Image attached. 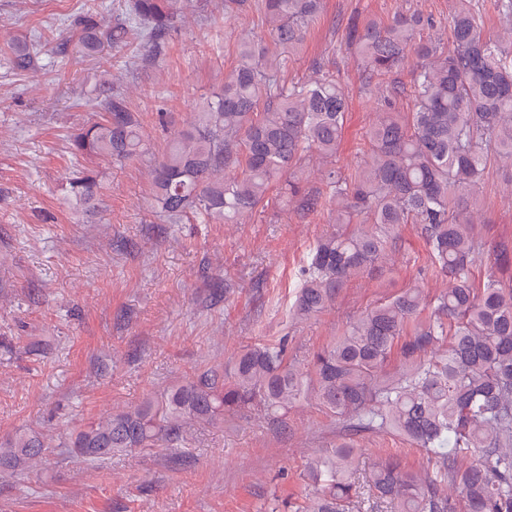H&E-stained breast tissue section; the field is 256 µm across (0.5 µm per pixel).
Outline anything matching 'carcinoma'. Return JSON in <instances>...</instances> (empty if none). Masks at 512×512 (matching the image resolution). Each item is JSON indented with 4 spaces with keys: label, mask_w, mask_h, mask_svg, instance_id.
I'll list each match as a JSON object with an SVG mask.
<instances>
[{
    "label": "carcinoma",
    "mask_w": 512,
    "mask_h": 512,
    "mask_svg": "<svg viewBox=\"0 0 512 512\" xmlns=\"http://www.w3.org/2000/svg\"><path fill=\"white\" fill-rule=\"evenodd\" d=\"M190 2L197 10L207 5L130 0L110 25L89 18L80 26L83 53L96 55L104 43L118 51L134 31L157 44ZM261 8L264 34L239 45L224 85L195 103L191 124L156 159L157 209L170 219L192 214L233 223L264 207L286 178L304 214L327 207L337 224L369 219L316 240L288 307L297 322L326 312L352 278L390 260L405 224L420 227L448 289L432 297L418 287L401 291L355 316L301 363L283 341L256 343L228 371L208 369L159 399L88 421L75 430L72 452L85 461L110 459L177 439L190 422L213 426L255 410L284 429L288 409L306 400L342 427L336 445L306 463L302 480L312 493L293 512H375L384 503L390 512H512V283L490 274L476 284L481 245L460 206L491 160L512 163V47L487 36L474 0H459L445 50L421 37L432 22L414 12L351 26L347 45L378 119L363 134L354 177L326 167L323 188L303 193L307 160L336 158L347 100L328 70L284 78L323 0H262ZM7 48L23 68L39 53L36 43L12 40ZM408 64L405 88L393 76ZM121 79L119 70L103 86L102 116L73 135V154L122 162L145 152L128 92L111 91ZM401 94L410 101L406 113L395 110ZM94 186L88 176L73 178L84 201L94 198ZM395 356L404 368L390 377ZM361 433L402 437L431 469L419 474L391 454L378 456L369 479L374 501L362 510L354 479ZM46 449L41 435L19 434L0 448V467L38 463Z\"/></svg>",
    "instance_id": "1"
}]
</instances>
